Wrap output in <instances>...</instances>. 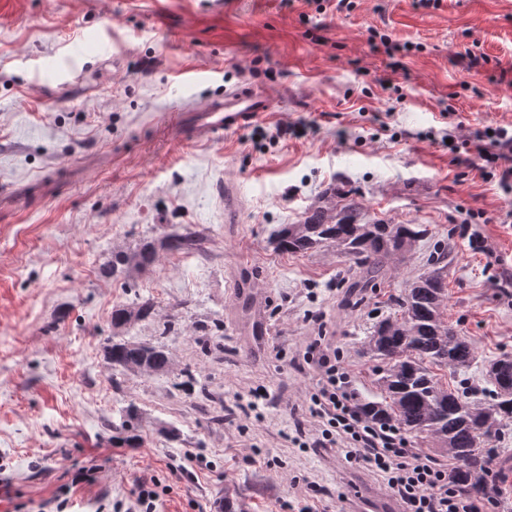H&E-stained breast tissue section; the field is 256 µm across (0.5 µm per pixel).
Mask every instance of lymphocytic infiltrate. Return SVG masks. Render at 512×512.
<instances>
[{
    "label": "lymphocytic infiltrate",
    "instance_id": "1",
    "mask_svg": "<svg viewBox=\"0 0 512 512\" xmlns=\"http://www.w3.org/2000/svg\"><path fill=\"white\" fill-rule=\"evenodd\" d=\"M472 151L482 176L512 193V126H488L477 132ZM316 383L308 411L319 423L307 434L293 424L291 440L304 450L337 448L348 461L376 474L403 506V512H489V502L459 491L448 481V469L419 449L408 447L401 432L369 420L352 402L349 376L328 336L314 337L303 353Z\"/></svg>",
    "mask_w": 512,
    "mask_h": 512
}]
</instances>
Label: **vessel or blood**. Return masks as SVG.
I'll return each instance as SVG.
<instances>
[{"label":"vessel or blood","mask_w":512,"mask_h":512,"mask_svg":"<svg viewBox=\"0 0 512 512\" xmlns=\"http://www.w3.org/2000/svg\"><path fill=\"white\" fill-rule=\"evenodd\" d=\"M271 108L272 100L266 93L250 85L238 86L225 91L223 98L212 100L204 110L188 113L183 126L185 139L194 142L202 137L215 138L262 118ZM235 294L239 300L248 302L254 314L253 332L268 334L269 327L260 318L262 296L247 282L237 283Z\"/></svg>","instance_id":"vessel-or-blood-1"}]
</instances>
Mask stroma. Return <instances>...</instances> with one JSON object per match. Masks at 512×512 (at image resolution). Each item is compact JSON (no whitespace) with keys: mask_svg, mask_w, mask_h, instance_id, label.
<instances>
[{"mask_svg":"<svg viewBox=\"0 0 512 512\" xmlns=\"http://www.w3.org/2000/svg\"><path fill=\"white\" fill-rule=\"evenodd\" d=\"M475 47L488 61L471 69ZM239 84L266 92L272 112L181 140L170 114ZM510 124L512 0H354L349 11L328 0L321 12L311 0H0V194L32 188L26 207L0 212V512H49L65 487L94 512L144 477L164 490L159 512H219L227 496L244 512H288L316 484L322 512L392 502L343 455L289 444L314 384L301 353L325 331L357 401L380 399L361 344L439 243L445 316L476 351L470 378L487 386V362L512 356V223L499 221L512 200L482 179L467 141ZM338 185L367 219L429 230L377 287H357L335 249L271 244ZM474 228L486 250L472 246ZM184 230L198 250L103 275L113 252ZM245 277L273 330L261 342L235 298ZM143 297L157 315L128 336L168 347L171 373L103 358L113 308ZM260 384L263 417L245 418L240 403ZM130 405L133 446L115 427ZM92 465L95 483L73 484Z\"/></svg>","mask_w":512,"mask_h":512,"instance_id":"1","label":"stroma"}]
</instances>
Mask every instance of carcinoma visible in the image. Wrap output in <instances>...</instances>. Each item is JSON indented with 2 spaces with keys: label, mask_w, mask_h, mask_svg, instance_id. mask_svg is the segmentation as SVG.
I'll use <instances>...</instances> for the list:
<instances>
[{
  "label": "carcinoma",
  "mask_w": 512,
  "mask_h": 512,
  "mask_svg": "<svg viewBox=\"0 0 512 512\" xmlns=\"http://www.w3.org/2000/svg\"><path fill=\"white\" fill-rule=\"evenodd\" d=\"M428 234L422 224H386L360 218L359 205L332 189L312 206L299 224H284L273 245L282 254H307L332 246L353 261L365 284H377L390 263ZM199 240L192 234L173 232L155 243L146 241L134 250L112 252L105 266L109 275L129 274L154 264L159 250L191 251ZM448 248L433 246L425 270L388 301L395 313L378 320L362 343V352L379 364L377 384L381 400L359 404L378 423H388L416 437H426L443 447L452 460L448 481L473 496L490 493L491 455L485 445L512 424V385L498 380L503 369L512 374V357L494 360L485 367L493 386L489 397L472 388L449 387L434 369L452 374L466 372L475 362L471 343L448 324ZM155 314L152 299L133 307L112 310V335L106 338L104 357L113 368L143 374H165L172 357L163 345L127 340L132 323Z\"/></svg>",
  "instance_id": "cac0c4a2"
}]
</instances>
